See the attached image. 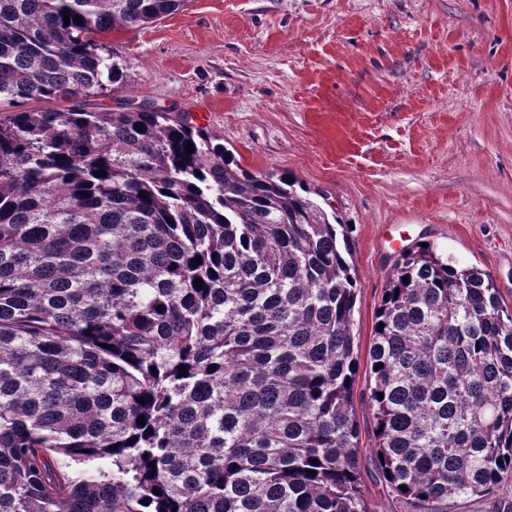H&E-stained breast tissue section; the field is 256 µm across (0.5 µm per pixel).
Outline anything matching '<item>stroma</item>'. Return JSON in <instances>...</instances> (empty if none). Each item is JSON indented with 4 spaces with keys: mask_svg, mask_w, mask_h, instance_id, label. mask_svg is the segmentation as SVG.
Masks as SVG:
<instances>
[{
    "mask_svg": "<svg viewBox=\"0 0 512 512\" xmlns=\"http://www.w3.org/2000/svg\"><path fill=\"white\" fill-rule=\"evenodd\" d=\"M104 41L127 77L100 105L189 113L347 224L359 358L418 242L490 272L512 308V0H189ZM355 390L366 512H407L371 466L365 373Z\"/></svg>",
    "mask_w": 512,
    "mask_h": 512,
    "instance_id": "1",
    "label": "stroma"
}]
</instances>
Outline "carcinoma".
<instances>
[{
  "label": "carcinoma",
  "instance_id": "carcinoma-1",
  "mask_svg": "<svg viewBox=\"0 0 512 512\" xmlns=\"http://www.w3.org/2000/svg\"><path fill=\"white\" fill-rule=\"evenodd\" d=\"M186 5L0 0V512H364L344 224L184 112L90 103L126 79L94 35ZM366 372L409 512L512 478L488 271L404 249Z\"/></svg>",
  "mask_w": 512,
  "mask_h": 512
}]
</instances>
